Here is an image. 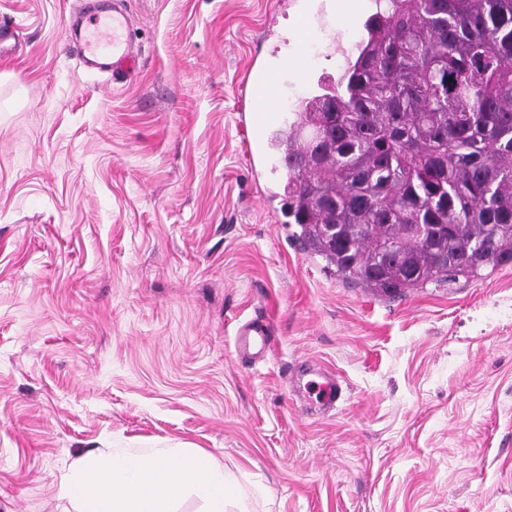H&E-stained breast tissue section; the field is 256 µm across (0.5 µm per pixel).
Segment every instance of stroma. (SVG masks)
<instances>
[{
  "instance_id": "stroma-1",
  "label": "stroma",
  "mask_w": 512,
  "mask_h": 512,
  "mask_svg": "<svg viewBox=\"0 0 512 512\" xmlns=\"http://www.w3.org/2000/svg\"><path fill=\"white\" fill-rule=\"evenodd\" d=\"M78 0H0V512H78L91 452L206 451L250 512H512V264L388 299L300 249L284 175L253 169L238 86L290 52L270 0H124L112 84L64 52ZM313 50L288 109L337 75ZM267 317L264 358L239 322ZM335 374L337 409L299 395Z\"/></svg>"
}]
</instances>
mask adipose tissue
I'll return each instance as SVG.
<instances>
[{"instance_id": "1", "label": "adipose tissue", "mask_w": 512, "mask_h": 512, "mask_svg": "<svg viewBox=\"0 0 512 512\" xmlns=\"http://www.w3.org/2000/svg\"><path fill=\"white\" fill-rule=\"evenodd\" d=\"M189 491L203 501L205 512H230L229 479L206 453H91L60 486L81 512H175L177 501Z\"/></svg>"}]
</instances>
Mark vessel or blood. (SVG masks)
Instances as JSON below:
<instances>
[{
    "mask_svg": "<svg viewBox=\"0 0 512 512\" xmlns=\"http://www.w3.org/2000/svg\"><path fill=\"white\" fill-rule=\"evenodd\" d=\"M127 29V18L115 0H83L82 10L71 15L68 22V50L86 70L111 74L116 81L127 79L136 74L139 63ZM294 61L291 55L277 60L249 61L243 96L249 112L277 111L288 96V73ZM270 342L269 321L256 318L238 328L235 349L239 352L251 349L261 354ZM305 391L313 403L322 407L336 404L342 393L337 378L321 369L314 371Z\"/></svg>",
    "mask_w": 512,
    "mask_h": 512,
    "instance_id": "1",
    "label": "vessel or blood"
}]
</instances>
